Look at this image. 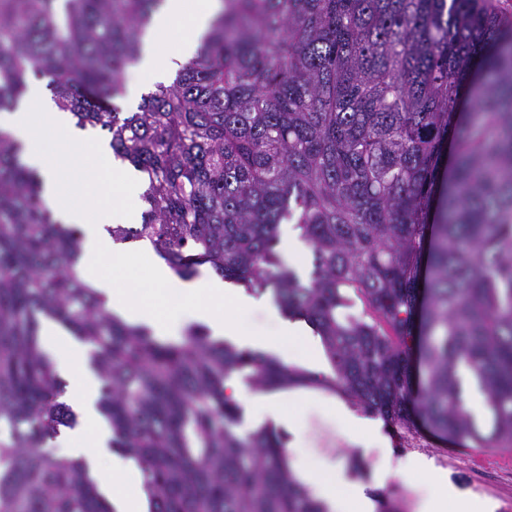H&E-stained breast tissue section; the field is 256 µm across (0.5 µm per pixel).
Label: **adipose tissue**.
<instances>
[{"label": "adipose tissue", "instance_id": "1", "mask_svg": "<svg viewBox=\"0 0 512 512\" xmlns=\"http://www.w3.org/2000/svg\"><path fill=\"white\" fill-rule=\"evenodd\" d=\"M220 0H162L150 24L141 36V57L137 69L142 76L140 85L130 87V97H137L142 88L165 82L193 58L206 35ZM182 25L187 37L179 44H170L164 37L170 28ZM56 131L64 146L47 150L44 139L47 131ZM0 131L21 143L22 161L34 169L43 185L47 207L62 223L79 226L84 234L81 259L77 267L79 278L105 295L111 313L124 320L144 324L155 335H172L177 318L202 322L212 335L237 336L243 345L253 349L286 352L289 341H299L302 351L316 357L312 337L287 321H277L272 331L244 334L242 315L253 301L234 289L225 287L218 277L203 274L193 280L176 282L173 272L162 262L154 261L149 287H117L106 275L107 264H119L126 256L125 245L113 242L106 231L114 215H122L124 223L135 224L140 218V196L143 192L139 173L116 160L108 143L95 139L91 128L77 127L75 117L59 110L45 98L39 88H30L18 108L0 114ZM81 194L82 204H75L74 194ZM179 285L189 304L176 310L168 300V290ZM43 342L57 341L63 345V355L55 370L70 381L63 399L78 410L75 427L62 429L57 440L65 457L87 465L97 492L114 512H148L146 494L139 472L133 464L119 460L105 465L111 430L99 412V381L86 367L87 352L82 343L70 338L56 322H41ZM406 484L427 480L430 495L419 505V512H490L491 505L473 497L449 496L445 480L427 478L423 469L407 465L401 471ZM302 482L328 512H371L372 503L362 495L340 493L335 483L325 477L304 471Z\"/></svg>", "mask_w": 512, "mask_h": 512}]
</instances>
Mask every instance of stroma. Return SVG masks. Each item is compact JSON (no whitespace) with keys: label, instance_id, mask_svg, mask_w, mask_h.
<instances>
[{"label":"stroma","instance_id":"35a3bbf8","mask_svg":"<svg viewBox=\"0 0 512 512\" xmlns=\"http://www.w3.org/2000/svg\"><path fill=\"white\" fill-rule=\"evenodd\" d=\"M289 420L258 416L253 405L239 404L237 429L242 433L263 427L281 434L295 469H312L335 475L338 488L351 493L364 492L372 501L390 493L398 512H418L419 490L406 485L398 476L399 466L432 462L433 451L447 454L442 472L448 479V492L467 494L498 503L512 497V447L462 448L418 427L425 453L399 452L390 428H383L385 442L351 445L345 439L344 411L350 403L340 396L314 388L280 391Z\"/></svg>","mask_w":512,"mask_h":512}]
</instances>
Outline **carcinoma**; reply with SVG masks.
<instances>
[{"mask_svg":"<svg viewBox=\"0 0 512 512\" xmlns=\"http://www.w3.org/2000/svg\"><path fill=\"white\" fill-rule=\"evenodd\" d=\"M159 2L0 0V111L48 79L56 106L145 176L142 223L112 238L150 241L182 280L207 265L271 292L312 326L330 372L111 315L76 274L80 230L57 223L0 135V512H109L82 463L49 447L75 417L42 316L90 348L112 447L152 512H327L279 433L235 429L224 381L237 373L464 447L512 445V23L493 0H222L196 59L116 112ZM284 223L312 250L305 283L276 250ZM467 407L478 427L487 433L492 424V416L486 407L482 393L474 386L467 392Z\"/></svg>","mask_w":512,"mask_h":512,"instance_id":"obj_1","label":"carcinoma"}]
</instances>
